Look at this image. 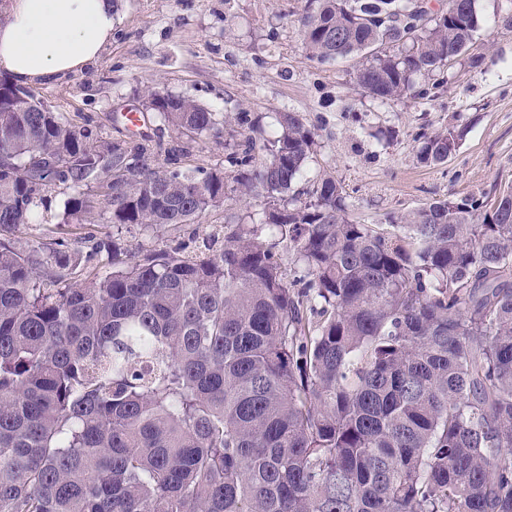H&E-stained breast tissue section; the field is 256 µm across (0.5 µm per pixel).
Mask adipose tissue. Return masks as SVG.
I'll return each instance as SVG.
<instances>
[{"mask_svg":"<svg viewBox=\"0 0 512 512\" xmlns=\"http://www.w3.org/2000/svg\"><path fill=\"white\" fill-rule=\"evenodd\" d=\"M112 0H10L0 24V71L49 83L97 60L112 40Z\"/></svg>","mask_w":512,"mask_h":512,"instance_id":"ef3b65f1","label":"adipose tissue"}]
</instances>
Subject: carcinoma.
Masks as SVG:
<instances>
[{
  "mask_svg": "<svg viewBox=\"0 0 512 512\" xmlns=\"http://www.w3.org/2000/svg\"><path fill=\"white\" fill-rule=\"evenodd\" d=\"M415 2L305 0L308 58L353 61L380 104L438 100L482 18ZM44 107L0 77V512H512L511 189L388 230L351 220L331 176L296 189L315 145L296 112L195 174L184 158L226 117L191 100L148 96L170 148ZM464 134H423L418 160ZM57 183L66 224L93 183L117 228L193 224L233 193L263 218L140 256L97 241L91 270L63 240L14 239Z\"/></svg>",
  "mask_w": 512,
  "mask_h": 512,
  "instance_id": "cac0c4a2",
  "label": "carcinoma"
}]
</instances>
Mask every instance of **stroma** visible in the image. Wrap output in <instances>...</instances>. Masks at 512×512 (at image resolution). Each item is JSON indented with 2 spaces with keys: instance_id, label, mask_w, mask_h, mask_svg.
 <instances>
[{
  "instance_id": "obj_1",
  "label": "stroma",
  "mask_w": 512,
  "mask_h": 512,
  "mask_svg": "<svg viewBox=\"0 0 512 512\" xmlns=\"http://www.w3.org/2000/svg\"><path fill=\"white\" fill-rule=\"evenodd\" d=\"M303 0H118L112 40L81 71L37 85L53 112L94 138L129 136L119 112L142 111L148 91L194 100L215 112H247L265 133L284 112L300 113L316 135L309 175L341 183L349 217L383 224L425 203L472 192L496 197L512 188V25L502 0H476L482 26L473 53L481 68L458 60L432 105L403 99L380 104L354 84L349 61L320 68L299 36ZM449 125L468 133L439 166L416 154L422 134ZM73 195L51 187L36 216L47 238H65L88 252L91 242L118 234L131 254L165 249L189 235L191 225L153 231L131 225L113 231L111 210L91 196L83 224L62 226Z\"/></svg>"
}]
</instances>
